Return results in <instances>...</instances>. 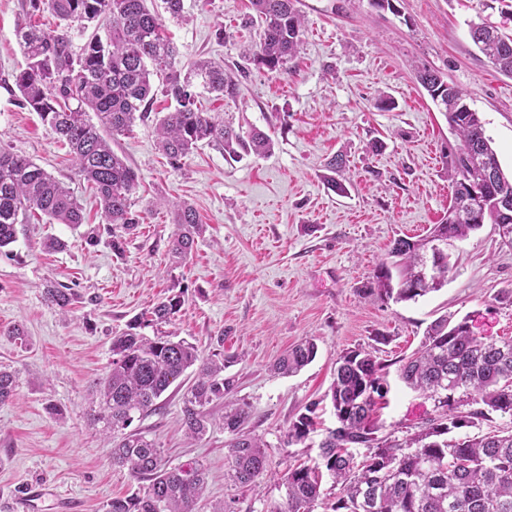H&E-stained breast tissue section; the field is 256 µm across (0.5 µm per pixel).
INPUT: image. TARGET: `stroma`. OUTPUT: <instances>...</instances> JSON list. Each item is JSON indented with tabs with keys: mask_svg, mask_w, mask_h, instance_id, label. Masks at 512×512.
I'll return each instance as SVG.
<instances>
[{
	"mask_svg": "<svg viewBox=\"0 0 512 512\" xmlns=\"http://www.w3.org/2000/svg\"><path fill=\"white\" fill-rule=\"evenodd\" d=\"M490 2L394 0L390 11L372 0H300L299 51L286 71L271 72L244 55L260 34L247 20L249 0H183L185 21L165 22L183 62L215 60L241 81L237 100L208 95L204 106L241 135L268 133L274 149L233 159L203 145L175 169L153 122H140L112 143L140 179V223L122 254L104 242L88 246L81 230L41 214L18 225L15 242L0 249V365L19 376L14 399L0 405V512H13L25 496L27 512H60L66 500L76 501V512H104L136 488L128 469L113 465L101 426L91 425V401L112 362L113 336L168 296L183 298L170 331L195 343L201 358L227 360L234 399L249 413L245 428L266 443L274 477L251 490L231 487L230 435L216 425L188 439L182 387H170L131 428L157 441L172 464L202 463L209 499L225 500L232 512H272L286 500L278 475L316 461L320 440L337 426L327 392L343 352L363 347L385 364L378 434L400 439L435 414L433 400L399 377L401 359L435 319L466 316L477 335L512 337V302L499 297L512 289V248L491 224L450 246L454 266L439 291L402 303L360 292L393 239L424 235L452 197L443 155L457 139L417 83V68H434L465 91L502 168L512 170V78L470 37L471 23L483 19L512 35V0L502 10ZM27 9V0H0V149L67 183L86 223L97 224L94 191L75 178L67 148L4 86L26 65L16 30ZM382 94L391 107H379ZM339 153L347 158L343 195L324 179ZM182 202L205 230L178 263L172 207ZM49 236L65 248L46 251ZM50 280L77 291L68 315L46 302ZM16 324L26 342L5 336ZM380 334L387 343L377 342ZM305 339L317 345L313 362L292 376L274 373L273 363ZM311 405L316 431L288 443L289 425Z\"/></svg>",
	"mask_w": 512,
	"mask_h": 512,
	"instance_id": "1",
	"label": "stroma"
}]
</instances>
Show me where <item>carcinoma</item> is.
Instances as JSON below:
<instances>
[{
	"label": "carcinoma",
	"instance_id": "obj_1",
	"mask_svg": "<svg viewBox=\"0 0 512 512\" xmlns=\"http://www.w3.org/2000/svg\"><path fill=\"white\" fill-rule=\"evenodd\" d=\"M250 2L261 35L259 45L247 49L248 57L271 72L286 70L302 42L297 0ZM29 7L28 17L47 13L59 24L52 32L31 21L17 28L27 64L13 75V86L23 104L68 147L74 175L97 194L102 223L87 232L89 245H98L105 234L119 253L124 235L139 224L132 210L138 175L108 142L136 122L153 120L159 147L174 167L204 143L230 158L272 151L274 140L266 133L256 130L245 140L220 113L198 106L197 88L218 100H233L239 80L212 60L182 64L179 47L147 0H29ZM103 21L108 25L104 36L99 33ZM75 32L86 37L78 54ZM470 34L494 67L512 77V36L486 22L470 25ZM154 76L161 78L158 92ZM416 78L444 112L458 144L450 153L448 216L420 239L394 240L391 261L379 264L362 288L396 303L416 301L448 283L451 255L423 269L432 242L450 245L485 224L512 225V175L504 174L479 113L438 72L419 69ZM159 93L170 106L153 114ZM33 211L52 223L84 224L69 187L35 162L0 149V249L15 242L16 225ZM173 223L179 233L171 252L184 259L202 225L186 203L175 206ZM44 296L64 315L77 300L73 288L56 280L46 283ZM181 305V297H168L152 309L151 318L134 321L112 338V366L97 383L90 422L110 434L112 464L127 468L142 485L113 498L105 512H198L207 491L202 465L173 466L155 440L125 432L134 419L156 410L157 400L191 368L194 382L182 397L185 433L193 439L206 435L213 425L206 407L222 402L227 408L222 425L231 435L225 476L237 487H249L268 473L267 444L245 430L247 413L233 405L234 384L224 377V360H203L195 344L171 334L149 338L138 332L171 322ZM468 322L466 317L436 320L419 348L402 359L401 379L433 400L437 414L401 440L375 437L372 416L388 393L384 365L363 348L341 355L330 388L341 426L319 443V463L288 469L286 501L272 512H314L318 506L324 512H512V429L454 436L460 429L480 428L494 413L512 418V340L478 336ZM315 356L316 345L307 340L278 359L275 370L294 374ZM16 388L17 374L0 366V405L12 401ZM313 414L308 407L292 422L287 442L308 438ZM358 446L368 452L355 455L352 449ZM322 467L340 487L331 502L322 498Z\"/></svg>",
	"mask_w": 512,
	"mask_h": 512
}]
</instances>
